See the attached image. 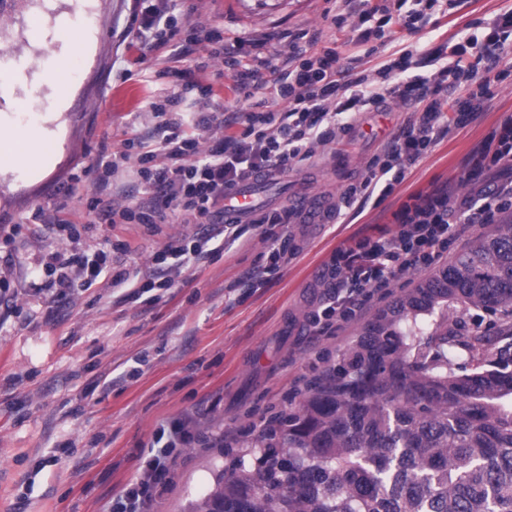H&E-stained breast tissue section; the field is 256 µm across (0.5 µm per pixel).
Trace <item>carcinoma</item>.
<instances>
[{"label":"carcinoma","mask_w":512,"mask_h":512,"mask_svg":"<svg viewBox=\"0 0 512 512\" xmlns=\"http://www.w3.org/2000/svg\"><path fill=\"white\" fill-rule=\"evenodd\" d=\"M472 310L495 317L493 332L467 327ZM221 503L224 512H512V216L369 318L190 512Z\"/></svg>","instance_id":"carcinoma-1"}]
</instances>
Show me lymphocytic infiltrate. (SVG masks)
Segmentation results:
<instances>
[{
    "mask_svg": "<svg viewBox=\"0 0 512 512\" xmlns=\"http://www.w3.org/2000/svg\"><path fill=\"white\" fill-rule=\"evenodd\" d=\"M439 0H379L353 15L333 16L334 27L350 28L357 42L389 38L393 27L407 32L421 29ZM138 44L178 46L179 29L173 15L154 0H133ZM512 38V12L487 22L481 33H463L450 48L432 53L407 50L378 68L357 72L336 66L335 50L312 51L290 43L289 69L275 81L278 109L253 101L258 70L253 59L261 45L251 39L236 42L235 56H227L221 31L207 33L210 55L226 59L233 71L234 92L251 98L249 111L185 112L181 94L152 105L159 117L154 140H127L118 159L103 161L101 189H108L120 162H135L144 195L118 209L123 220L135 224H169L174 219L195 225L192 236L171 239L156 252L148 272L123 267L113 272L112 284L140 298L152 288H168L175 274L205 262L239 240L243 231L224 221V190L255 176L293 171L315 157L318 149L335 148L365 112L389 100L413 108L398 135L391 137L366 168L359 184L339 196L338 208H351L371 197L393 194L406 171L431 152L451 129L465 126L482 111L495 84L511 72L499 66ZM210 136L209 147L200 133ZM512 171V115L492 131L467 173L469 192L456 196L445 189L411 196L394 212V228L381 237L366 238L338 248L336 263L323 276L321 291L306 315L307 327L322 333L350 325L372 300H383L392 283L413 271H424L448 260V249L467 224H493L512 209V181L493 179L496 171ZM105 255L78 259L65 252L53 255L55 288H92L103 271ZM194 422L174 419L155 432L154 451L146 468L109 512H149L148 490L170 471L176 448L187 444Z\"/></svg>",
    "mask_w": 512,
    "mask_h": 512,
    "instance_id": "obj_1",
    "label": "lymphocytic infiltrate"
}]
</instances>
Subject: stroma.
<instances>
[{
	"mask_svg": "<svg viewBox=\"0 0 512 512\" xmlns=\"http://www.w3.org/2000/svg\"><path fill=\"white\" fill-rule=\"evenodd\" d=\"M192 22L223 32L226 43L256 39L269 68L259 72V93L271 95L273 70L282 66L289 39L318 29L321 47L338 64L372 68L400 49L435 50L464 30L512 11V0H459L428 25L396 30L387 42L355 43L331 19L360 0H193ZM131 0H25L0 20V129L20 136L44 133L58 149L50 164L27 170L0 161V512H107L145 469L148 445L160 424L183 416L197 422V439L177 449L169 475L151 489V512H188L229 464L209 441L218 431L259 424L292 403L307 378L333 364L360 331V322L332 334L302 332L310 284L351 239L379 235L391 214L415 193L452 185L466 192L467 161L512 115V80L466 126L453 130L405 173L384 201L353 207L327 224H292L278 269L264 284L244 279L266 264L258 231L186 269L172 287L128 299L104 270L89 290L47 292L51 253L74 256L122 241L129 253L115 261L148 267L171 237L193 235L190 224L149 234L140 224H108L100 215L134 204L143 187L131 171L102 194L101 143L113 152L125 140L150 138L152 103L199 82L211 86L213 107L240 111L248 103L231 90L232 71L210 58L206 40L190 44V72L177 76L172 48H127ZM80 30L73 51L65 33ZM72 61L71 90L61 95L50 74L58 58ZM410 115L388 102L364 114L336 150L318 153L301 170L273 177L262 206H287L297 192L340 193L361 182L367 162L398 133ZM61 210L74 226L54 239L37 226L38 210Z\"/></svg>",
	"mask_w": 512,
	"mask_h": 512,
	"instance_id": "1",
	"label": "stroma"
}]
</instances>
